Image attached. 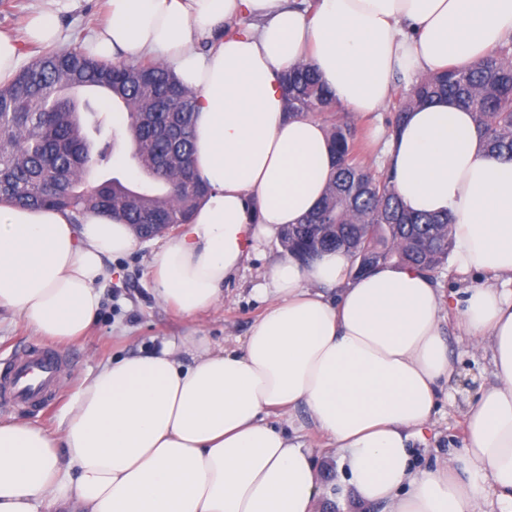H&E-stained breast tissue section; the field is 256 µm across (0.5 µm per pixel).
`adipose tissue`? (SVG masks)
<instances>
[{
    "instance_id": "adipose-tissue-1",
    "label": "adipose tissue",
    "mask_w": 512,
    "mask_h": 512,
    "mask_svg": "<svg viewBox=\"0 0 512 512\" xmlns=\"http://www.w3.org/2000/svg\"><path fill=\"white\" fill-rule=\"evenodd\" d=\"M259 19L232 36L226 24ZM512 33V0H107L89 39L103 61L167 62L195 93L196 170L209 193L150 259L157 298L191 316L263 240L300 223L335 171L324 124L284 112L282 78L312 64L365 114L396 80L467 68ZM386 158L417 213L453 221L454 262L475 280L443 298L420 270L349 276L351 256H293L256 291L271 304L241 346L204 336L104 362L55 428L0 419V512H318L312 449L271 417L305 408L355 495L387 512H512V160L490 156L471 112L441 98L408 112ZM130 225L88 212L0 206V311L59 342L86 337ZM491 354L493 383L468 410L466 445L433 470L415 444L453 373L444 323Z\"/></svg>"
}]
</instances>
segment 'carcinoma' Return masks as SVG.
I'll use <instances>...</instances> for the list:
<instances>
[{"mask_svg": "<svg viewBox=\"0 0 512 512\" xmlns=\"http://www.w3.org/2000/svg\"><path fill=\"white\" fill-rule=\"evenodd\" d=\"M79 79L106 92L79 112L60 95L61 84ZM285 111L328 122L336 171L319 206L304 222L279 235L282 248L303 263L326 250L352 256L350 276L380 264L415 266L436 279L454 248L448 215L404 208L389 173L377 175L358 159L355 125L338 121L341 108L311 64L284 77ZM394 127L404 114L437 97L457 100L472 112L489 154L512 158V36L477 64L426 74L404 89ZM127 114L129 157L150 169L157 190L117 177L89 184L108 167L116 149L109 138L92 150L87 131L99 135L114 106ZM195 97L155 60L89 57L74 47L37 56L9 84L0 86V205L49 207L74 223L88 211H110L138 235L166 234L187 223L208 186L194 170Z\"/></svg>", "mask_w": 512, "mask_h": 512, "instance_id": "obj_1", "label": "carcinoma"}]
</instances>
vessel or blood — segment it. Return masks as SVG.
Returning <instances> with one entry per match:
<instances>
[{"mask_svg":"<svg viewBox=\"0 0 512 512\" xmlns=\"http://www.w3.org/2000/svg\"><path fill=\"white\" fill-rule=\"evenodd\" d=\"M67 357L54 348L32 344L0 368V403L41 406L55 392Z\"/></svg>","mask_w":512,"mask_h":512,"instance_id":"obj_1","label":"vessel or blood"}]
</instances>
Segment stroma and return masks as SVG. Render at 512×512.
<instances>
[{
  "label": "stroma",
  "instance_id": "35a3bbf8",
  "mask_svg": "<svg viewBox=\"0 0 512 512\" xmlns=\"http://www.w3.org/2000/svg\"><path fill=\"white\" fill-rule=\"evenodd\" d=\"M104 0H57L59 16L69 36L68 46H84L103 12ZM396 102L365 118H353L357 138L363 144L361 159L375 173H382V151L391 133ZM150 244L112 259V279L102 290L96 322L86 339L62 344L69 368L58 396L42 410L25 406H0V418L16 416L51 428L56 426L71 395L83 380L110 358L146 354L160 339L206 336L226 349L239 348L253 323L269 304L255 292L284 250L279 239L250 253L239 271L224 283V296L215 308L187 316L160 303L150 271ZM447 338L455 379L438 392L436 414L426 444L417 446V467L442 465L449 454L465 445L468 405L493 381L489 355L468 337L449 326Z\"/></svg>",
  "mask_w": 512,
  "mask_h": 512
}]
</instances>
